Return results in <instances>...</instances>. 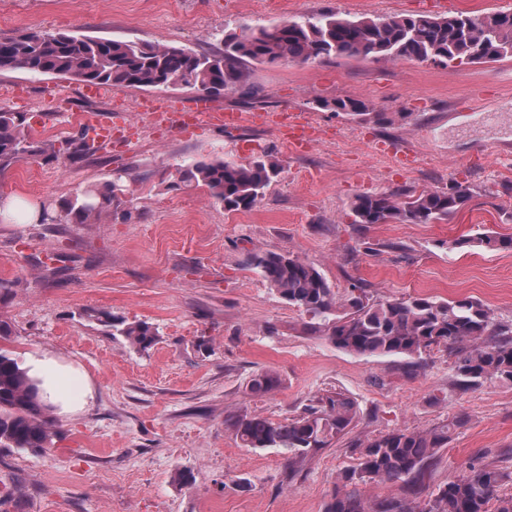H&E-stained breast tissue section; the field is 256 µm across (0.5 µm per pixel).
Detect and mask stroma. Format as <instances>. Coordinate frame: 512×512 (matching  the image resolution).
<instances>
[{"label": "stroma", "instance_id": "obj_1", "mask_svg": "<svg viewBox=\"0 0 512 512\" xmlns=\"http://www.w3.org/2000/svg\"><path fill=\"white\" fill-rule=\"evenodd\" d=\"M352 16H475L512 0H0V36L26 31L218 49L225 31H251L320 10ZM252 92H228L217 108L303 112L319 130L309 149L282 129L209 121L157 127L152 101L192 108L186 88L110 89L84 100L78 80L0 73V110L21 112L35 140L80 137L96 113L120 130L78 162L31 159L0 176V196L58 204L91 184H116L121 204L99 224L0 223V349L20 361L47 354L89 380L79 412L56 418L43 454L0 448V512H325L357 444L388 430L456 422L428 480L437 486L476 459L512 471V382L464 390L444 352L423 355L414 375L401 356L336 348L306 326L248 258L290 253L314 264L335 291L359 283L376 299L473 297L512 323V251L457 247L478 233L512 236V59L485 64L336 59L251 68ZM355 99L350 117L316 99ZM410 151L413 165L396 153ZM282 171L251 210L228 212L203 189H177L179 168L199 160L246 164L264 156ZM458 181L469 203L443 224L356 225L358 196L421 192ZM101 309L157 328L140 351L89 320ZM268 370L271 393L249 376ZM338 391L360 416L296 476L275 448L241 447L229 426L243 413L278 422ZM190 472L189 483L176 479ZM247 478L249 491L235 485Z\"/></svg>", "mask_w": 512, "mask_h": 512}]
</instances>
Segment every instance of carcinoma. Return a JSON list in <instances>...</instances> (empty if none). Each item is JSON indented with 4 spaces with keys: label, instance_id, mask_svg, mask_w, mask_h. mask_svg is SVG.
<instances>
[{
    "label": "carcinoma",
    "instance_id": "carcinoma-1",
    "mask_svg": "<svg viewBox=\"0 0 512 512\" xmlns=\"http://www.w3.org/2000/svg\"><path fill=\"white\" fill-rule=\"evenodd\" d=\"M376 62L420 61L446 64L459 60L493 62L512 58V11L482 16L447 15L352 17L335 10L318 11L250 33L224 34V49L196 53L187 48L122 41L68 33L33 32L0 37V72L73 77L114 89H197L212 96L249 89L250 66L280 61L316 62L331 59ZM323 108L363 116L367 106L343 98L321 100ZM90 150L86 139L64 151L50 140L34 142L25 118L0 111V173L28 156L75 162ZM280 163L261 158L248 164L223 160L196 161L178 170L175 187L207 188L229 212L250 210L278 177ZM461 183L418 194L360 195L354 202L356 224H435L454 215L469 199ZM119 206L116 186H87L59 204L51 215L43 206L40 220L67 224H100ZM490 251L512 250V237L478 233L457 242ZM251 263L282 300L312 319L311 331L346 352L361 356H419L434 348L454 359L457 385L470 388L487 379L512 382V323L494 320L477 299L435 301L408 297L373 300L362 288L339 294L311 263L290 253L256 252ZM88 318L112 327L128 343L146 351L158 340L145 321L128 322L98 309ZM278 385L269 371L258 370L247 388L267 394ZM359 415L357 405L340 392L319 397L305 412L283 422L241 414L232 422L244 448H278L288 455L292 479L304 463L330 448ZM456 423L429 430L393 429L357 446V463L340 475L326 512H512V496L503 485L512 472L491 462L473 463L462 476L426 491L425 477L439 450L448 444ZM57 436L52 406L18 360L0 350V448L45 452ZM386 482L397 492L367 499L356 486Z\"/></svg>",
    "mask_w": 512,
    "mask_h": 512
}]
</instances>
